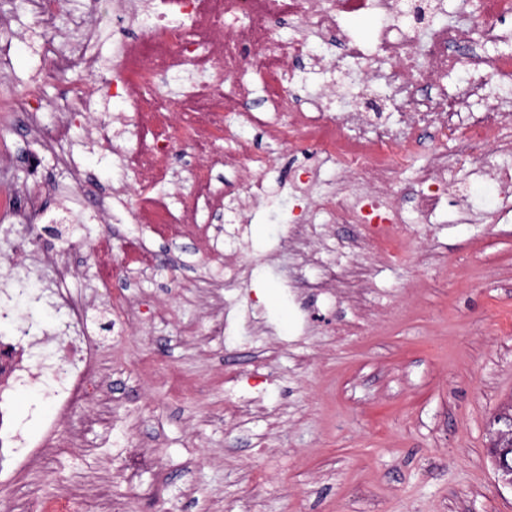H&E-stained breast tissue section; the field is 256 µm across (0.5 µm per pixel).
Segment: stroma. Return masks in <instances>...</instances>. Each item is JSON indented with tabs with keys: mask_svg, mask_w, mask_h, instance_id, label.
I'll list each match as a JSON object with an SVG mask.
<instances>
[{
	"mask_svg": "<svg viewBox=\"0 0 512 512\" xmlns=\"http://www.w3.org/2000/svg\"><path fill=\"white\" fill-rule=\"evenodd\" d=\"M0 8L18 32L8 81L30 89L39 64L26 37L32 19L8 2ZM234 132L271 158L269 177L280 190L249 219L239 253L249 278L231 296L226 334L213 336L205 300L209 281L224 272V211L200 213L203 235L190 226L166 237L134 223L126 197L111 191L134 187L137 177L85 123L50 155L0 103V182L20 194L43 179L48 213L70 209V223L48 243L75 250L71 288L83 291L95 278L91 247L101 226L81 223L83 204L107 205L113 258L134 238L154 258L115 285L141 311L130 334L114 338L103 304L91 313L92 330L107 342L103 369L119 406L93 407L96 424L61 465L1 459L0 503L34 488L47 498L104 489L124 512H512V488L498 482L489 455L490 423L512 402V212L501 208L493 183L468 178L470 212L446 206L424 235L404 239L400 264L370 251L353 257L355 225L318 224L324 247L299 269L283 238L310 210L287 188L303 155L260 127ZM417 140L420 150L397 171L409 217L415 171L427 164L433 136L421 131ZM62 158L82 177L71 198L59 191L69 181ZM201 160L173 152L159 187L172 207L193 195L190 172ZM351 267L362 275L358 288H318L324 270ZM250 306L262 310L269 335L248 329ZM354 322L362 330L337 335V325ZM263 358L274 379L255 376L253 363ZM228 370L239 379L235 396L260 391L277 406L275 425L225 427ZM53 410L46 389L15 387L9 413L30 441L42 438ZM127 449L139 473L133 488L112 472L113 455Z\"/></svg>",
	"mask_w": 512,
	"mask_h": 512,
	"instance_id": "35a3bbf8",
	"label": "stroma"
}]
</instances>
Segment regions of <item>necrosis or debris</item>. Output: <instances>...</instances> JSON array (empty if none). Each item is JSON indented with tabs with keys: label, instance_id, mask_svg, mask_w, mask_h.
<instances>
[{
	"label": "necrosis or debris",
	"instance_id": "1",
	"mask_svg": "<svg viewBox=\"0 0 512 512\" xmlns=\"http://www.w3.org/2000/svg\"><path fill=\"white\" fill-rule=\"evenodd\" d=\"M68 2L17 0L33 19L29 38L43 64L36 92L9 93V109L27 119L31 135L51 152L67 139L76 117L90 115L85 83H111L138 130L134 145L121 149L120 158L144 177L135 192V213L151 223L183 221L155 192L180 141L205 157L193 173L192 208L217 204L211 172L221 163L241 172L245 194L234 206L237 218L262 204L268 193L267 157L246 144L233 155L211 150L226 129L229 112L240 123L262 126L275 143L310 145L343 175L366 178L371 190L360 200L340 186L323 198L322 208L336 223L357 225L366 243L393 262L403 236L385 226L401 223L402 216L388 187L398 158L414 152L419 129L455 127L457 139L483 151L472 160V174L497 184L500 198L512 197V139L503 137L512 113L503 111L496 99L468 124L458 122L473 99L486 96L488 83L512 81V51L499 48L504 25L512 19V0H456L457 12L478 18L476 30L446 21L447 0H86V16L75 22L81 41L70 48L57 25ZM360 11L382 18L373 41H361L344 24L346 14ZM106 17L112 20L117 48L108 67L92 50L99 21ZM283 20L297 22L299 31L277 35L275 26ZM475 36L498 47L494 63L476 51L471 43ZM459 69L468 73V82L449 86V75ZM160 75L182 80L177 95L160 89ZM309 84L320 86V93L301 98L298 87ZM61 85L68 91L51 107L52 127L44 128L39 91ZM256 93L265 104L258 113L245 107ZM90 117V135L110 141L111 120L103 114ZM450 168L447 153L436 152L420 171V183L429 187L419 200L422 217L433 215L445 200L467 206L459 179L448 176ZM44 191L39 183L31 188L32 219L17 225L16 232L35 249L41 269L49 274L66 322L53 341L52 364L36 371L27 349L44 341L43 329L15 320L12 308L0 304V322H15L13 335L0 339V396L17 383L54 378L56 411L44 424L39 448L56 452L76 447L92 421L88 408L107 398V382L101 343L87 328L92 299L67 287L75 272L72 255L41 246L48 232L38 222ZM25 512L123 509L104 491L91 497L65 493L49 501L35 490Z\"/></svg>",
	"mask_w": 512,
	"mask_h": 512
}]
</instances>
